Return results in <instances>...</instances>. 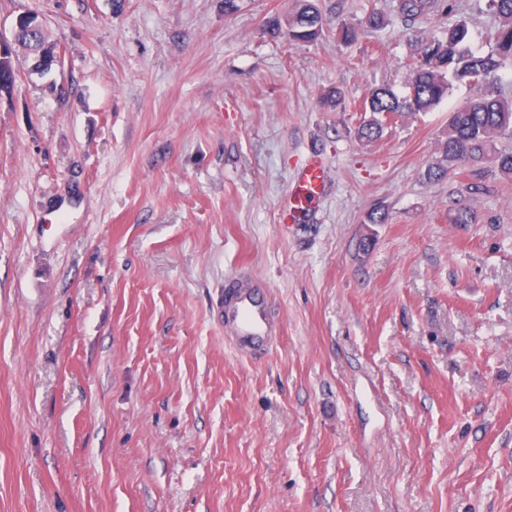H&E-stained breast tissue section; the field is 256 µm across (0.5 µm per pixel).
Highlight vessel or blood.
Returning a JSON list of instances; mask_svg holds the SVG:
<instances>
[{"instance_id":"vessel-or-blood-1","label":"vessel or blood","mask_w":512,"mask_h":512,"mask_svg":"<svg viewBox=\"0 0 512 512\" xmlns=\"http://www.w3.org/2000/svg\"><path fill=\"white\" fill-rule=\"evenodd\" d=\"M323 174L321 161L314 158L295 175L279 212L281 223L305 224L312 219L313 203L324 189ZM215 316L224 326L225 342L243 357L262 358L275 340L276 325L264 279L226 281Z\"/></svg>"}]
</instances>
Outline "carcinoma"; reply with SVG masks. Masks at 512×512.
Here are the masks:
<instances>
[{
    "label": "carcinoma",
    "instance_id": "obj_1",
    "mask_svg": "<svg viewBox=\"0 0 512 512\" xmlns=\"http://www.w3.org/2000/svg\"><path fill=\"white\" fill-rule=\"evenodd\" d=\"M455 0H396L394 16L406 28L431 18L440 19L455 11ZM487 9L501 19L491 35L492 50L475 54L465 46L468 33L463 23H456L438 35L416 45L409 92L399 96L382 86L371 91L363 111L372 118L358 128V137L374 141L383 132V119L391 115L427 112L446 96L450 81H466L480 90L478 98L450 112L446 139L441 155L428 166L427 177L441 180L461 168L475 169L484 162L495 165L498 172L512 174V151H497L494 140L512 137V98L498 90L496 75L504 61L512 59V0H487ZM390 18L372 10L358 22H345L338 35L345 43L358 41L365 29H382ZM273 30L285 31L290 42H311L322 31V14L316 0H297L296 9L285 20H272ZM42 55L32 56L34 69L44 71L53 66L55 48L41 35Z\"/></svg>",
    "mask_w": 512,
    "mask_h": 512
}]
</instances>
